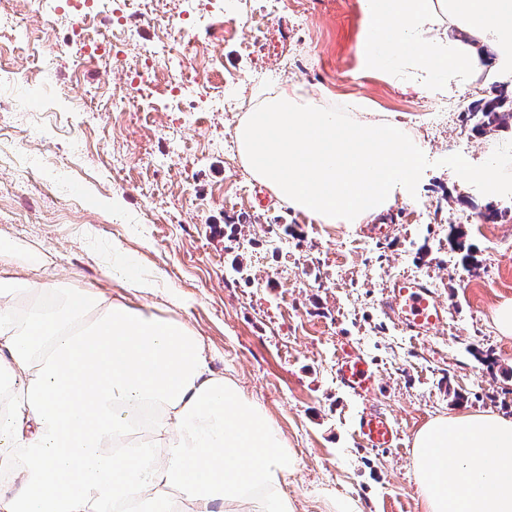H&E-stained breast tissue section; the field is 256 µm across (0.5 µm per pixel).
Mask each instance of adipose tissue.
Returning a JSON list of instances; mask_svg holds the SVG:
<instances>
[{"label": "adipose tissue", "instance_id": "ef3b65f1", "mask_svg": "<svg viewBox=\"0 0 512 512\" xmlns=\"http://www.w3.org/2000/svg\"><path fill=\"white\" fill-rule=\"evenodd\" d=\"M361 66L422 95L512 90V0H361ZM254 178L319 224H365L426 179L407 123L301 83L235 130ZM0 512H294L299 460L185 321L92 288L0 276ZM425 512H512V417L413 440Z\"/></svg>", "mask_w": 512, "mask_h": 512}]
</instances>
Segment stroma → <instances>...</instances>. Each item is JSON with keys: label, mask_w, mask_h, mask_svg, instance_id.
Returning <instances> with one entry per match:
<instances>
[{"label": "stroma", "mask_w": 512, "mask_h": 512, "mask_svg": "<svg viewBox=\"0 0 512 512\" xmlns=\"http://www.w3.org/2000/svg\"><path fill=\"white\" fill-rule=\"evenodd\" d=\"M150 14L140 39L193 38L174 28L185 0H113ZM26 28L35 50L17 54L0 32V66L21 67L24 83L0 84L11 106L0 124V241L48 255L72 288L124 291L106 268L121 246L133 268L156 277V310L176 314L203 336L211 367L234 377L245 395L280 427L300 461L286 491L296 512H327L326 497L357 501L362 512H424L413 439L428 421L465 411L512 416V339L493 314L512 299V183L491 192L460 184L449 160L480 167L502 146L500 129L474 132L469 103L476 88L429 97L360 68L359 0H288L264 19L265 45H250L242 17L225 37L214 8L206 49L185 67L204 74L233 110L183 117L163 111L167 73L157 63L154 99L116 112L120 74L84 57V36L108 33L105 18L79 20L32 0H0V15ZM306 84L330 101L358 100L371 111L409 121L423 142L427 178L410 200L379 216L387 235L367 224H319L288 208L225 155V140L261 93ZM95 114L83 116V107ZM33 168V181L21 171ZM495 218H488V211ZM416 270L448 309L438 334L419 338L389 319L382 297L397 272ZM355 351L378 371L371 399L346 391L336 359ZM396 423L395 448L371 449L354 432L366 404Z\"/></svg>", "instance_id": "35a3bbf8"}]
</instances>
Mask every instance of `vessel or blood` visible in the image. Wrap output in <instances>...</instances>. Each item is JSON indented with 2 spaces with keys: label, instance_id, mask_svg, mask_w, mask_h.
Masks as SVG:
<instances>
[{
  "label": "vessel or blood",
  "instance_id": "obj_1",
  "mask_svg": "<svg viewBox=\"0 0 512 512\" xmlns=\"http://www.w3.org/2000/svg\"><path fill=\"white\" fill-rule=\"evenodd\" d=\"M381 303L385 315L418 337L434 335L448 315L431 284L424 280H395ZM336 375L343 388L361 397L374 395L379 387L376 369L353 352L338 358ZM355 431L360 442L368 448H393L399 438L393 420L371 404L360 413Z\"/></svg>",
  "mask_w": 512,
  "mask_h": 512
}]
</instances>
